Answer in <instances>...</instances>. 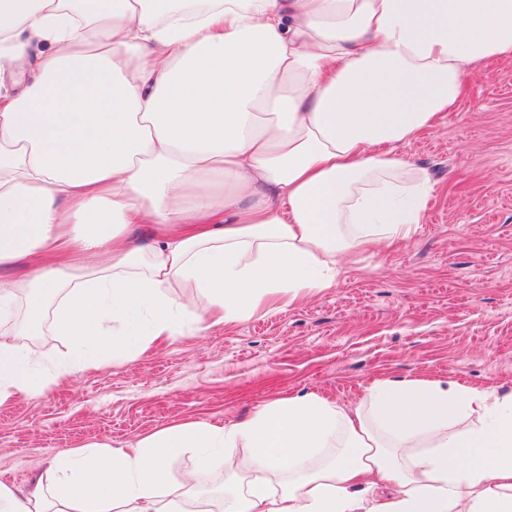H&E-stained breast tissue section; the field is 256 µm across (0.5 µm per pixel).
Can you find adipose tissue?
Here are the masks:
<instances>
[{"label": "adipose tissue", "instance_id": "adipose-tissue-1", "mask_svg": "<svg viewBox=\"0 0 512 512\" xmlns=\"http://www.w3.org/2000/svg\"><path fill=\"white\" fill-rule=\"evenodd\" d=\"M488 60L512 61V0H0V402L46 384L2 327L17 302L69 339L66 373L406 240L435 184L396 148ZM232 448L253 477L224 512H512V393L388 378L352 408L298 393L59 452L0 512H184L170 458L231 472Z\"/></svg>", "mask_w": 512, "mask_h": 512}]
</instances>
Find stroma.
I'll list each match as a JSON object with an SVG mask.
<instances>
[{
  "mask_svg": "<svg viewBox=\"0 0 512 512\" xmlns=\"http://www.w3.org/2000/svg\"><path fill=\"white\" fill-rule=\"evenodd\" d=\"M475 72L456 111L397 148L436 184L408 240L361 252L305 300L178 330L135 359L11 397L0 404V482L27 491L60 449L236 422L291 393L349 406L374 379L416 377L512 392V61Z\"/></svg>",
  "mask_w": 512,
  "mask_h": 512,
  "instance_id": "35a3bbf8",
  "label": "stroma"
}]
</instances>
